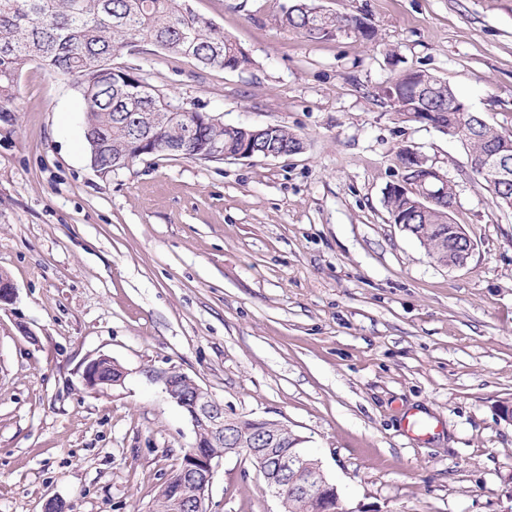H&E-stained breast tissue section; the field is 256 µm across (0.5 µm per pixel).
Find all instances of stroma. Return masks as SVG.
<instances>
[{
	"mask_svg": "<svg viewBox=\"0 0 512 512\" xmlns=\"http://www.w3.org/2000/svg\"><path fill=\"white\" fill-rule=\"evenodd\" d=\"M290 0H191L252 58L200 69L122 55L180 105L278 125L302 151L150 157L102 176L83 102L31 62L0 117V512H151L192 448L160 377L178 369L232 416L299 435L340 512H512V208L463 143L399 121L382 94L426 70L512 137V0H319L377 38L277 26ZM424 155L455 189L466 267L430 258L385 203ZM107 355L124 385L87 389ZM429 423L416 433L406 418ZM208 512H281L261 475L221 460Z\"/></svg>",
	"mask_w": 512,
	"mask_h": 512,
	"instance_id": "stroma-1",
	"label": "stroma"
}]
</instances>
